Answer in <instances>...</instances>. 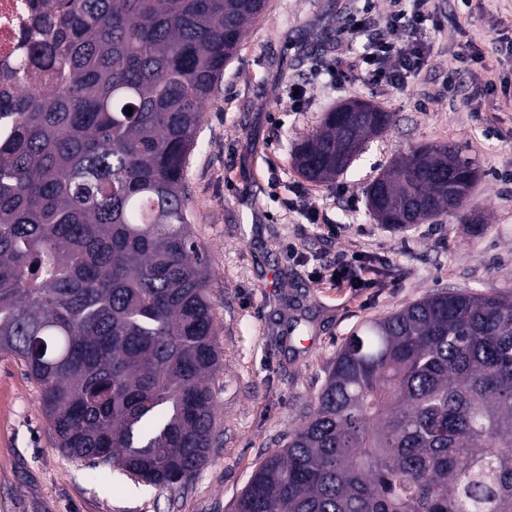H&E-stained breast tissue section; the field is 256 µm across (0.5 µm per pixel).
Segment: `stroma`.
<instances>
[{
	"instance_id": "obj_1",
	"label": "stroma",
	"mask_w": 512,
	"mask_h": 512,
	"mask_svg": "<svg viewBox=\"0 0 512 512\" xmlns=\"http://www.w3.org/2000/svg\"><path fill=\"white\" fill-rule=\"evenodd\" d=\"M389 0H268L226 64L186 168L189 216L212 274L223 368L220 442L186 488L97 489L54 448L39 389L0 356V512H234L252 472L308 417L345 341L365 321L438 290L512 296V0H431L455 24L418 36L427 52L405 89L371 83L363 39L341 32ZM339 63L335 83L319 68ZM483 86L472 96L473 86ZM352 99L395 116L350 169L326 184L296 171V143ZM463 144L482 176L465 212L395 232L366 189L398 154ZM363 286H336L337 258Z\"/></svg>"
}]
</instances>
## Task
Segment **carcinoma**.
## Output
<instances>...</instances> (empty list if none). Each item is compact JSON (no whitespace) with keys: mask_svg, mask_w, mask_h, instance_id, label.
Here are the masks:
<instances>
[{"mask_svg":"<svg viewBox=\"0 0 512 512\" xmlns=\"http://www.w3.org/2000/svg\"><path fill=\"white\" fill-rule=\"evenodd\" d=\"M265 6L33 0L37 41L0 64V355L40 387L55 447L118 481L185 488L216 445L223 359L185 171ZM371 136L326 112L294 166L332 182ZM479 178L459 146H422L366 197L396 216L410 195L430 223ZM235 512H512V298L441 290L367 320Z\"/></svg>","mask_w":512,"mask_h":512,"instance_id":"1","label":"carcinoma"}]
</instances>
